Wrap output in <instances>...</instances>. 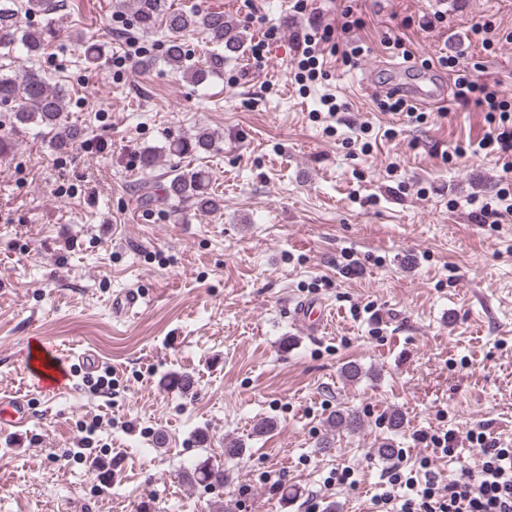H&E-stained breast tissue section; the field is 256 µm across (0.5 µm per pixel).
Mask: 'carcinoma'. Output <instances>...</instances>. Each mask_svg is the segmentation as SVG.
Here are the masks:
<instances>
[{
  "mask_svg": "<svg viewBox=\"0 0 512 512\" xmlns=\"http://www.w3.org/2000/svg\"><path fill=\"white\" fill-rule=\"evenodd\" d=\"M49 0H0V48H18L32 61L45 48L43 31L23 20L44 12ZM117 7L131 11L134 26L144 32L163 29L167 32L166 62L172 69L193 83H204L209 74L224 67V59L243 52L246 36L239 27L224 19V12L193 9H174L168 0H116ZM190 30L205 35L213 45L201 65L186 64V54L180 36ZM64 89L50 82L46 74L30 67L21 74L0 73V107L8 112L13 127L39 128L47 138L49 148L58 153L72 150L85 142L83 128L68 122L65 112ZM215 137L205 129L193 136L167 137L162 150L142 149L138 163L144 173L155 169L158 156L165 154L179 159L197 160L211 152ZM169 180L158 188L142 194V206L167 205L178 211L185 206L198 211L215 210L219 200L210 192V173L197 166L189 171L175 168L169 171ZM330 426L356 432L362 425L359 414L340 411L329 420ZM185 477L196 483L222 486L228 479L224 468L204 460L185 472Z\"/></svg>",
  "mask_w": 512,
  "mask_h": 512,
  "instance_id": "carcinoma-1",
  "label": "carcinoma"
}]
</instances>
